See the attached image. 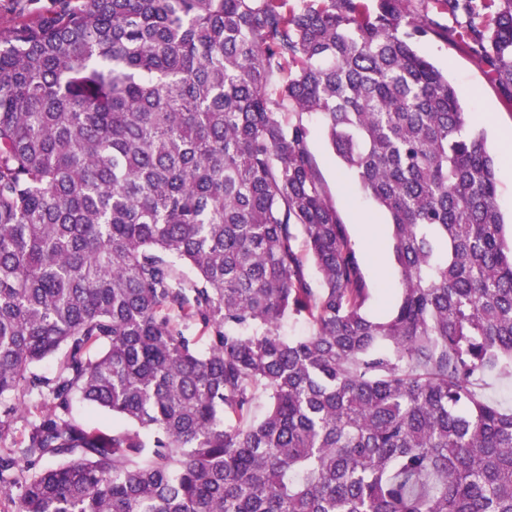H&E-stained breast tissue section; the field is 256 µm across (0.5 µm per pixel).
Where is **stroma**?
<instances>
[{
  "instance_id": "stroma-1",
  "label": "stroma",
  "mask_w": 512,
  "mask_h": 512,
  "mask_svg": "<svg viewBox=\"0 0 512 512\" xmlns=\"http://www.w3.org/2000/svg\"><path fill=\"white\" fill-rule=\"evenodd\" d=\"M406 6L430 27L417 43L419 52L447 73L461 92L473 124L487 133L488 147L496 158L497 205L504 217H511L512 177L505 168L512 166V153L504 152L501 143L506 134H512V108L504 104L471 46L447 38V31L458 27L459 21L440 0H407ZM306 123L318 178L346 228L370 291V311L385 316L400 292L398 268L387 249L388 217L362 192L354 173L338 162L319 117L309 115Z\"/></svg>"
}]
</instances>
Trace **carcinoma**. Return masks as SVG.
Returning <instances> with one entry per match:
<instances>
[{
	"instance_id": "1",
	"label": "carcinoma",
	"mask_w": 512,
	"mask_h": 512,
	"mask_svg": "<svg viewBox=\"0 0 512 512\" xmlns=\"http://www.w3.org/2000/svg\"><path fill=\"white\" fill-rule=\"evenodd\" d=\"M403 2L54 0L0 33V439L48 405L0 448L16 512H512L496 160ZM445 2L512 106V0ZM312 113L390 219L384 318ZM485 395L504 407L512 406V378L490 380ZM48 410V407L41 405L37 401V397H33L27 404V407L23 408L21 412L17 415V421L14 425V438L16 440H21L25 431L27 429V421L34 420L42 413H45ZM73 418L79 423H89L103 433L112 434L121 424L112 421V416L105 412H91L86 405L77 402L73 407Z\"/></svg>"
}]
</instances>
